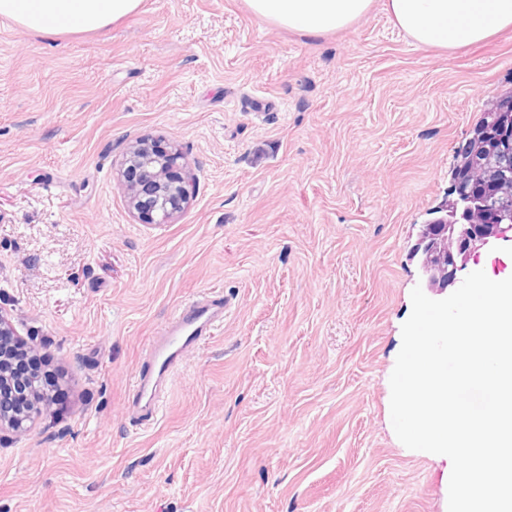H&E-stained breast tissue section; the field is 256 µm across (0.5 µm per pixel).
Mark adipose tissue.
<instances>
[{
    "instance_id": "obj_1",
    "label": "adipose tissue",
    "mask_w": 512,
    "mask_h": 512,
    "mask_svg": "<svg viewBox=\"0 0 512 512\" xmlns=\"http://www.w3.org/2000/svg\"><path fill=\"white\" fill-rule=\"evenodd\" d=\"M257 18L298 33L352 27L374 0H245ZM141 0H0V17L43 35L95 32L135 13ZM395 24L419 47L482 43L512 27V0H386Z\"/></svg>"
}]
</instances>
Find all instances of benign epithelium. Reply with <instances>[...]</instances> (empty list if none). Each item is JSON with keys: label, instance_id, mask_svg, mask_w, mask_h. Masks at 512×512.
Wrapping results in <instances>:
<instances>
[{"label": "benign epithelium", "instance_id": "1", "mask_svg": "<svg viewBox=\"0 0 512 512\" xmlns=\"http://www.w3.org/2000/svg\"><path fill=\"white\" fill-rule=\"evenodd\" d=\"M179 158L176 150L155 151L146 139L128 144L121 163L122 183L128 207L141 221L170 223L188 205V177L174 172ZM465 178L476 181L473 173L464 170L459 162L452 173V190L457 192L453 207H439L437 216L420 226L411 252L421 270V287L435 296L444 295L456 285L458 274L481 249L494 240L506 238V233L512 231L511 223H497L499 215L486 197L460 190ZM13 334L9 322L0 314V439L21 435L40 413L38 407L18 413L11 406L15 388L26 383V378L15 375L17 349L6 340Z\"/></svg>", "mask_w": 512, "mask_h": 512}]
</instances>
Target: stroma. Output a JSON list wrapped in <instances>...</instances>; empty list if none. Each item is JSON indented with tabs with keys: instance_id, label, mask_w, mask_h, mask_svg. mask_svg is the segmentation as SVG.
I'll use <instances>...</instances> for the list:
<instances>
[{
	"instance_id": "1",
	"label": "stroma",
	"mask_w": 512,
	"mask_h": 512,
	"mask_svg": "<svg viewBox=\"0 0 512 512\" xmlns=\"http://www.w3.org/2000/svg\"><path fill=\"white\" fill-rule=\"evenodd\" d=\"M384 3L320 36L245 0L0 20V313L67 394L0 444V512H448L451 462L398 440L389 379L417 232L512 88V29L424 49ZM142 137L196 178L174 223L127 208ZM204 291L223 323L131 421L151 337Z\"/></svg>"
}]
</instances>
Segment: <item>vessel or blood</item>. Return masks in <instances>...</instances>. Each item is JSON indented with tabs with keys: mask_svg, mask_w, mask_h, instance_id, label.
Returning <instances> with one entry per match:
<instances>
[{
	"mask_svg": "<svg viewBox=\"0 0 512 512\" xmlns=\"http://www.w3.org/2000/svg\"><path fill=\"white\" fill-rule=\"evenodd\" d=\"M224 308V302L218 298L193 300L154 339L146 366L135 378L132 408L137 417L150 416L156 410L163 387L183 354L212 333L224 317Z\"/></svg>",
	"mask_w": 512,
	"mask_h": 512,
	"instance_id": "obj_1",
	"label": "vessel or blood"
}]
</instances>
